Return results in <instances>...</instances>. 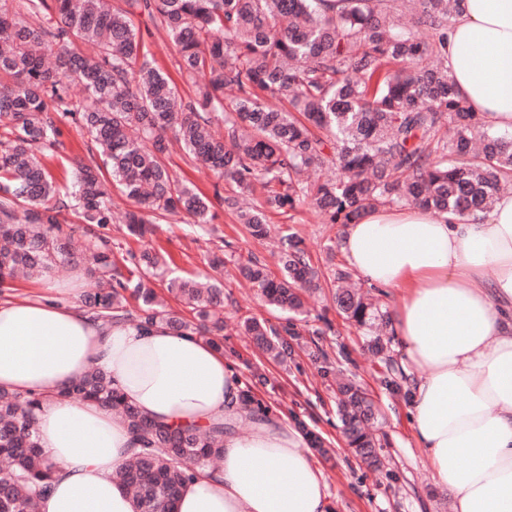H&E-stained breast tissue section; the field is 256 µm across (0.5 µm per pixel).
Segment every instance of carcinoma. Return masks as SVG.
<instances>
[{"mask_svg": "<svg viewBox=\"0 0 512 512\" xmlns=\"http://www.w3.org/2000/svg\"><path fill=\"white\" fill-rule=\"evenodd\" d=\"M461 0H135L166 30L184 97L172 76L146 58L128 11L111 0H0V288L19 272L46 275L83 266L97 288L83 306L106 320L164 322L179 336L220 347L224 284L170 280L191 317L166 309L152 284L169 270L166 255L112 259V186L139 205L130 234L152 232L147 216L184 211L210 223V201L176 180L164 163L172 141L193 161L224 176L241 193L259 183L263 203L239 212L255 237L268 213L312 205L328 224H354L379 206L413 205L479 220L512 187V131L488 128L448 76V23ZM78 87L83 102L72 101ZM288 98L289 109L270 103ZM90 137V160L74 189L56 185L42 158L60 146L59 123ZM224 124V135L212 131ZM135 127L140 138L132 139ZM102 157L97 162L96 156ZM336 178L312 177L323 167ZM77 206L85 243L62 232L63 209ZM280 275L251 261L239 274L265 301L295 317L309 313L318 274L302 241L280 237ZM336 308L359 326L391 315L344 286L334 271ZM244 332L274 359L278 331L248 319ZM343 434L369 466L380 465L369 432V394L339 386ZM65 397L94 401L130 428L136 448L119 480L135 512H174L184 484L217 470L224 424L172 427L143 417L112 379L92 369ZM41 397L0 390V512H32L50 490L55 465L39 445Z\"/></svg>", "mask_w": 512, "mask_h": 512, "instance_id": "cac0c4a2", "label": "carcinoma"}]
</instances>
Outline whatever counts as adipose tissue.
<instances>
[{"mask_svg": "<svg viewBox=\"0 0 512 512\" xmlns=\"http://www.w3.org/2000/svg\"><path fill=\"white\" fill-rule=\"evenodd\" d=\"M448 72L486 125L512 131V0H464L448 27ZM341 249L368 285L399 289L392 327L407 365L410 419L454 512H512V193L477 221L419 207L345 225ZM75 284L0 300V389L42 398L36 427L56 465L39 512H134L117 479L123 420L60 392L92 368L125 401L173 426L224 425L223 463L186 484L176 512H331L302 432L245 415L242 384L203 338L89 313Z\"/></svg>", "mask_w": 512, "mask_h": 512, "instance_id": "ef3b65f1", "label": "adipose tissue"}]
</instances>
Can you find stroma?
Here are the masks:
<instances>
[{"mask_svg":"<svg viewBox=\"0 0 512 512\" xmlns=\"http://www.w3.org/2000/svg\"><path fill=\"white\" fill-rule=\"evenodd\" d=\"M129 13L144 53L160 69L177 74L178 55L165 31L139 9L130 8ZM59 140V150L44 164L57 184L68 187L77 164L88 159L90 141L70 125L62 126ZM165 163L174 176L191 182L210 200L211 222L197 224L184 214L169 215L152 234L136 239L126 234L124 216L137 205L113 189V220L104 231L112 239L114 260L122 261L130 250H161L171 259L170 276L177 277L210 273L212 256L223 257L224 358L240 375L243 391L264 408L291 424L304 421L324 438L327 451L315 454L314 460L329 484L334 512H448L451 498L437 490L432 469L416 446L396 336H386L383 352H375L366 330L346 321L322 294L312 298L308 317L288 324L285 314L261 301L238 273L239 265L251 259L274 273L279 266L272 242L252 237L224 206L230 185L198 168L180 146L171 147ZM270 221L301 237L321 269L331 260L328 247L339 243V225L324 223L307 207L271 214ZM253 317L277 328L280 341L288 345L285 361L263 355L244 335L241 324ZM340 377L355 380L374 400L382 422L378 452L385 462L379 470L368 469L344 443L335 395Z\"/></svg>","mask_w":512,"mask_h":512,"instance_id":"stroma-1","label":"stroma"}]
</instances>
